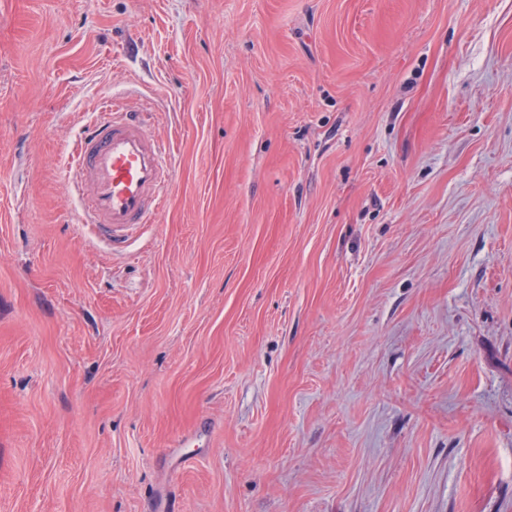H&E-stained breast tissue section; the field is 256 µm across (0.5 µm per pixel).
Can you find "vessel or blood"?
Here are the masks:
<instances>
[{
	"mask_svg": "<svg viewBox=\"0 0 512 512\" xmlns=\"http://www.w3.org/2000/svg\"><path fill=\"white\" fill-rule=\"evenodd\" d=\"M165 155L140 110L124 99L106 103L86 126L70 177L87 202L84 223L111 247L124 245L136 228L153 223L164 206L172 179Z\"/></svg>",
	"mask_w": 512,
	"mask_h": 512,
	"instance_id": "b4317fda",
	"label": "vessel or blood"
}]
</instances>
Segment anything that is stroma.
Here are the masks:
<instances>
[{"label": "stroma", "mask_w": 512, "mask_h": 512, "mask_svg": "<svg viewBox=\"0 0 512 512\" xmlns=\"http://www.w3.org/2000/svg\"><path fill=\"white\" fill-rule=\"evenodd\" d=\"M0 512H512V0H0ZM142 113L124 99H112L86 126L72 157L69 176L87 201L83 222L111 250L141 224L154 223L172 179L166 149L148 131Z\"/></svg>", "instance_id": "35a3bbf8"}]
</instances>
